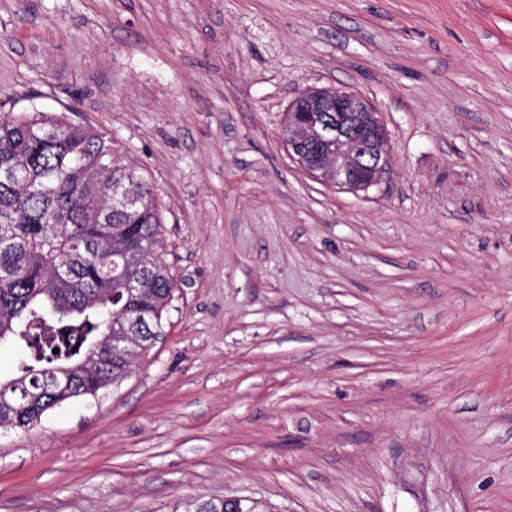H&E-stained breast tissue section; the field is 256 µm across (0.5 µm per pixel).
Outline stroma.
I'll return each instance as SVG.
<instances>
[{"instance_id": "1", "label": "stroma", "mask_w": 512, "mask_h": 512, "mask_svg": "<svg viewBox=\"0 0 512 512\" xmlns=\"http://www.w3.org/2000/svg\"><path fill=\"white\" fill-rule=\"evenodd\" d=\"M363 97L357 193L289 156ZM0 110L153 185L178 286L116 383L0 430V512H512V0H0ZM287 123L289 154L323 183L363 190L389 168L387 130L374 107L353 93L306 90L288 109ZM223 499V498H222ZM222 499H201L197 502V512H208L206 510L210 509L211 503L214 501H221ZM227 499H230L229 495H224V501L216 504L213 508L210 509L211 512H275L276 506L269 501L265 502H242V503H232L226 502ZM225 503V506H224Z\"/></svg>"}]
</instances>
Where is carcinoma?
Wrapping results in <instances>:
<instances>
[{
    "label": "carcinoma",
    "mask_w": 512,
    "mask_h": 512,
    "mask_svg": "<svg viewBox=\"0 0 512 512\" xmlns=\"http://www.w3.org/2000/svg\"><path fill=\"white\" fill-rule=\"evenodd\" d=\"M150 184L103 134L44 112H0V428L29 429L98 381L120 380L110 328L162 324L176 281ZM211 512H276L269 501Z\"/></svg>",
    "instance_id": "1"
}]
</instances>
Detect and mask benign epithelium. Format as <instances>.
<instances>
[{
    "label": "benign epithelium",
    "instance_id": "1",
    "mask_svg": "<svg viewBox=\"0 0 512 512\" xmlns=\"http://www.w3.org/2000/svg\"><path fill=\"white\" fill-rule=\"evenodd\" d=\"M288 152L317 180L358 191L377 184L390 165L387 130L378 112L359 96L339 90L304 91L288 109ZM139 318L109 337L112 355H133Z\"/></svg>",
    "mask_w": 512,
    "mask_h": 512
}]
</instances>
